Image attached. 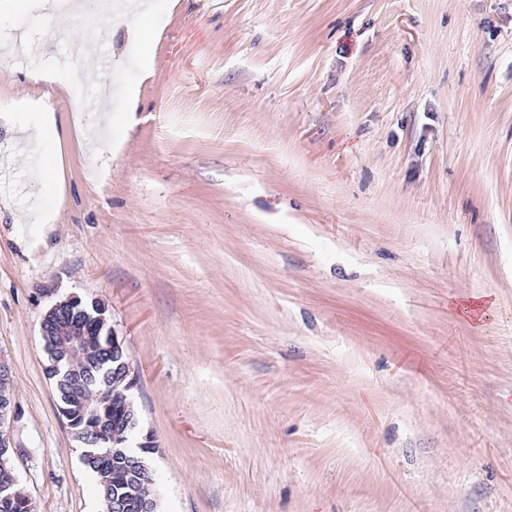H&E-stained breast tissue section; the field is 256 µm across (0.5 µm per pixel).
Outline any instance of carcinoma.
Segmentation results:
<instances>
[{
	"mask_svg": "<svg viewBox=\"0 0 512 512\" xmlns=\"http://www.w3.org/2000/svg\"><path fill=\"white\" fill-rule=\"evenodd\" d=\"M97 316L98 312L90 306L78 315L60 314L53 323V329L61 331L78 318L92 328V336L98 338L103 346L99 361L78 356L58 358L60 370L56 374V391L63 407H77L81 402L100 407L114 405L126 384L124 361L112 358V349L103 340L104 333L108 331L107 324L97 320ZM135 427L134 423L127 425L124 420L115 418L110 431H89L80 435L85 445L83 463L96 475V492L106 509L112 507L113 501L119 500L128 504V512H139L141 503L154 501L148 494L151 472L139 458L114 443V435ZM15 486L14 471L8 462L0 467V512H28V498Z\"/></svg>",
	"mask_w": 512,
	"mask_h": 512,
	"instance_id": "carcinoma-1",
	"label": "carcinoma"
}]
</instances>
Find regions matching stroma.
I'll return each mask as SVG.
<instances>
[{
  "mask_svg": "<svg viewBox=\"0 0 512 512\" xmlns=\"http://www.w3.org/2000/svg\"><path fill=\"white\" fill-rule=\"evenodd\" d=\"M146 2L141 45L0 0L18 489L102 510L41 340L76 296L125 341L160 512H512V0Z\"/></svg>",
  "mask_w": 512,
  "mask_h": 512,
  "instance_id": "1",
  "label": "stroma"
}]
</instances>
